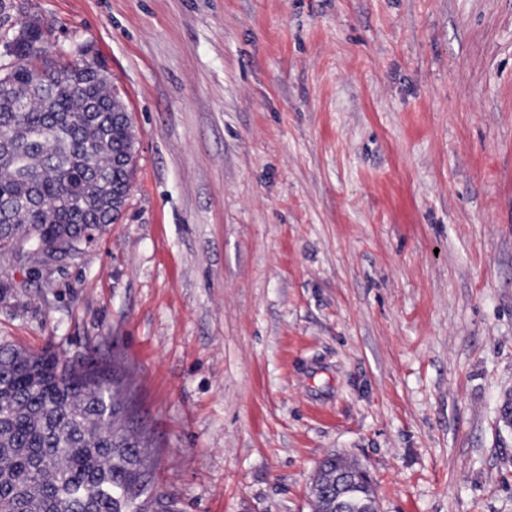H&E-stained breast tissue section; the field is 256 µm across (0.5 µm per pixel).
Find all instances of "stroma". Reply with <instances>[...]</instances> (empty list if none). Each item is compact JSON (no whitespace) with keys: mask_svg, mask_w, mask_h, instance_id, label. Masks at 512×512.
Segmentation results:
<instances>
[{"mask_svg":"<svg viewBox=\"0 0 512 512\" xmlns=\"http://www.w3.org/2000/svg\"><path fill=\"white\" fill-rule=\"evenodd\" d=\"M136 133L94 247L0 343L118 363L171 512H512V0H14ZM363 469L359 464L348 461L344 456L336 453L328 454L320 463L318 474L311 486V498L314 512H330L331 502L326 499L323 491L336 485V473L344 472L358 479L357 488L360 497H376L375 487L360 478Z\"/></svg>","mask_w":512,"mask_h":512,"instance_id":"obj_1","label":"stroma"}]
</instances>
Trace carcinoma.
<instances>
[{
	"label": "carcinoma",
	"mask_w": 512,
	"mask_h": 512,
	"mask_svg": "<svg viewBox=\"0 0 512 512\" xmlns=\"http://www.w3.org/2000/svg\"><path fill=\"white\" fill-rule=\"evenodd\" d=\"M44 30L34 19L0 69V130L10 131L0 139V258L23 264L74 254L63 245L104 233L122 215L135 166L134 129L108 77L78 59L29 58ZM130 402L115 373L0 344V512H168L161 496H146L142 437L124 425ZM360 471L328 454L313 512H331L323 491L338 472L376 496Z\"/></svg>",
	"instance_id": "obj_1"
}]
</instances>
